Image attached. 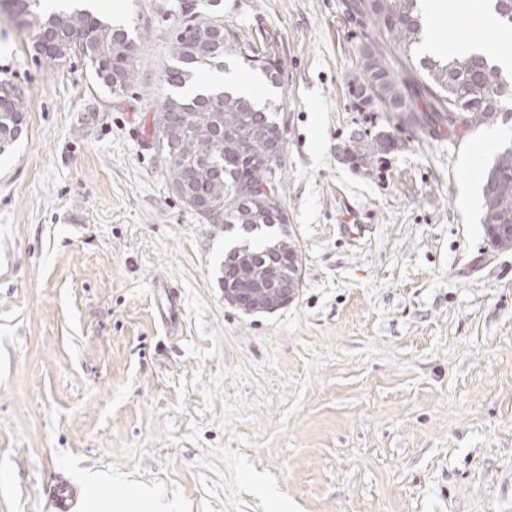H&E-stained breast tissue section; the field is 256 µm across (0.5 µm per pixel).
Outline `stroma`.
Wrapping results in <instances>:
<instances>
[{
	"label": "stroma",
	"instance_id": "35a3bbf8",
	"mask_svg": "<svg viewBox=\"0 0 512 512\" xmlns=\"http://www.w3.org/2000/svg\"><path fill=\"white\" fill-rule=\"evenodd\" d=\"M184 2L83 0L133 41L120 97L0 9L24 106L0 153V512H49L57 475L81 512H512V248L481 224L512 112L458 137L361 104L355 0H195L283 63L261 98L302 286L243 314L219 282L238 231L172 194L150 133ZM433 5L463 41L473 0ZM380 132L390 152L347 159Z\"/></svg>",
	"mask_w": 512,
	"mask_h": 512
}]
</instances>
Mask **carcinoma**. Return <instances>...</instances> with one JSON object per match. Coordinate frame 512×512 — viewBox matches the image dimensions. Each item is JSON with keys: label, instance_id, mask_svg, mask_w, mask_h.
<instances>
[{"label": "carcinoma", "instance_id": "1", "mask_svg": "<svg viewBox=\"0 0 512 512\" xmlns=\"http://www.w3.org/2000/svg\"><path fill=\"white\" fill-rule=\"evenodd\" d=\"M9 2L15 17L32 30L35 53L56 61L77 52L90 62L96 79L106 88H112L116 76L129 88L135 69L127 65L126 51L132 41L124 28L85 9L42 14L39 0ZM357 6L371 20L374 31L372 44L363 51L364 82L375 91L374 102L385 111L417 122L410 99L384 62L385 51L414 67L418 83L433 105L429 119L435 125L466 132L491 125L508 111L504 88L512 85V74H505L493 60L475 53L426 54L414 59L413 52L425 35L420 0H357ZM494 10L503 26L512 30V0H494ZM189 28L187 24L176 32L170 43L171 65L165 70L164 83L176 94L163 99L151 129L153 134L176 131L180 141L172 154L159 138L153 142L165 157L170 190L191 211L200 217L206 212L221 214L226 224L249 223L255 215L241 202L239 189L259 187L271 179L265 157L273 144L283 145L282 134L273 113L249 98L225 90L222 99L210 101L198 75L212 68L225 71L229 63L241 62L276 87L281 84V61L268 41H256L230 27L223 28L219 45L195 49L187 36ZM22 121L21 99H6L0 93V137H5L6 143L15 141V130ZM394 145L393 136L381 133L376 140H356L349 154L360 162L375 153H387ZM482 221L486 230L512 226V147L500 150L485 172ZM263 223L266 227L253 232L244 243V250L257 260L266 256L271 245L269 225L288 223V215L278 205ZM236 260L229 252L224 256L225 276L237 288H253L271 273L259 264L239 268Z\"/></svg>", "mask_w": 512, "mask_h": 512}]
</instances>
